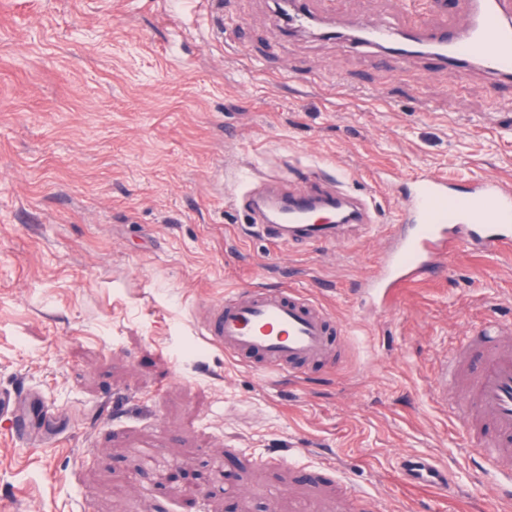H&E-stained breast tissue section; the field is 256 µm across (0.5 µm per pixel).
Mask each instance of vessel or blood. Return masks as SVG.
Returning a JSON list of instances; mask_svg holds the SVG:
<instances>
[{"label": "vessel or blood", "instance_id": "1", "mask_svg": "<svg viewBox=\"0 0 512 512\" xmlns=\"http://www.w3.org/2000/svg\"><path fill=\"white\" fill-rule=\"evenodd\" d=\"M433 10L439 21L417 25L410 35L383 23L363 21L359 27L368 34L369 46L389 56L401 55L410 37L436 46V60L449 64L451 75L476 62L492 75L512 77V0H486L477 14L452 13L441 2ZM291 14L298 26L337 28L335 12L318 7L316 0H292ZM405 184L385 252L359 290L362 303L373 310L387 308L406 284L439 274L459 245L486 254L512 249L511 184L483 178L460 190L447 178L427 173ZM231 201L276 243L335 240L329 219L339 208L349 223L373 221L366 198L334 185L283 194L268 179ZM197 333L234 361L280 378L303 376L310 367L339 359L344 330L299 290L251 286L225 290L222 299L204 306ZM438 373L440 400L456 411L466 445L501 474L498 495L512 500V324L494 320L472 330L451 358L440 361ZM27 402L25 413L16 392H0V414L11 416L24 437L32 433L38 406L35 397ZM402 471L409 484L442 493L449 489L447 478L427 459L403 458Z\"/></svg>", "mask_w": 512, "mask_h": 512}]
</instances>
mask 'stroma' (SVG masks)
I'll return each mask as SVG.
<instances>
[{
  "label": "stroma",
  "mask_w": 512,
  "mask_h": 512,
  "mask_svg": "<svg viewBox=\"0 0 512 512\" xmlns=\"http://www.w3.org/2000/svg\"><path fill=\"white\" fill-rule=\"evenodd\" d=\"M410 2L340 0L323 39L282 36L270 0H0V388L47 411L0 424V512H499L434 394L441 355L512 321V251L460 247L382 312L357 295L405 175L512 183V81L344 40ZM312 165L374 224L283 246L226 203ZM245 285L323 304L342 361L275 383L206 344L199 307ZM407 455L450 494L409 491Z\"/></svg>",
  "instance_id": "obj_1"
}]
</instances>
